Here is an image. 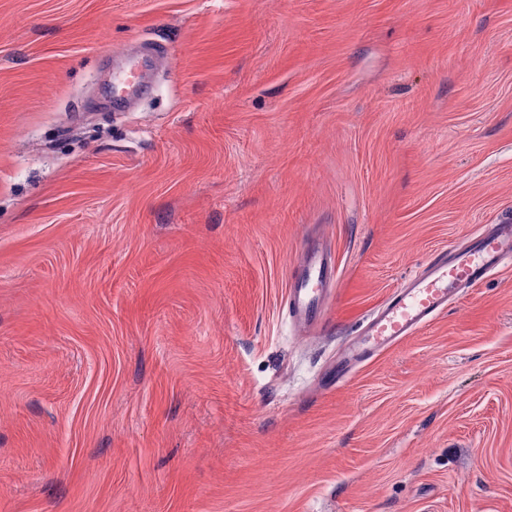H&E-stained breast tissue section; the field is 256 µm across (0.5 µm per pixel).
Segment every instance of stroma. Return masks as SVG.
<instances>
[{"instance_id":"obj_1","label":"stroma","mask_w":512,"mask_h":512,"mask_svg":"<svg viewBox=\"0 0 512 512\" xmlns=\"http://www.w3.org/2000/svg\"><path fill=\"white\" fill-rule=\"evenodd\" d=\"M509 216L512 0H0V512H512V263L333 378ZM512 257V218L474 233L467 244L437 255L393 291L361 327L336 362L339 380L356 364L415 334L444 312L462 292L484 282L505 258ZM334 260L327 249L308 253L292 277L286 299L288 316L296 323L317 326L325 319V300L334 279Z\"/></svg>"}]
</instances>
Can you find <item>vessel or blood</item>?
Segmentation results:
<instances>
[{
  "label": "vessel or blood",
  "mask_w": 512,
  "mask_h": 512,
  "mask_svg": "<svg viewBox=\"0 0 512 512\" xmlns=\"http://www.w3.org/2000/svg\"><path fill=\"white\" fill-rule=\"evenodd\" d=\"M511 257L512 218L474 233L465 246L434 257L393 291L362 326L359 338L338 359L337 376H344L352 365L415 334L464 290L484 282L504 259ZM334 272V260L328 250H316L302 258L286 299L287 313L294 322L316 326L324 320Z\"/></svg>",
  "instance_id": "1"
}]
</instances>
